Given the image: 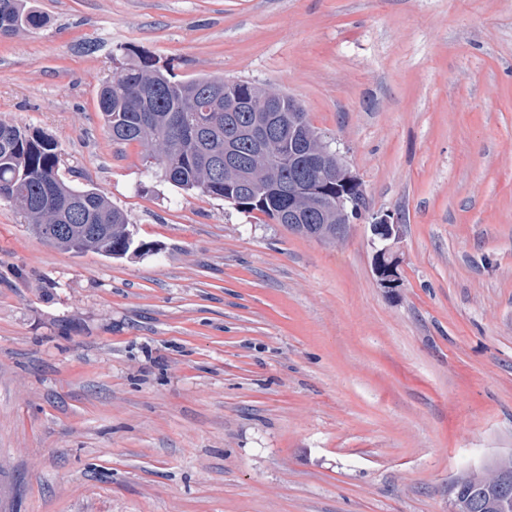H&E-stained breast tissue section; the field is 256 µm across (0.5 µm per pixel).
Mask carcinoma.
I'll return each instance as SVG.
<instances>
[{"mask_svg": "<svg viewBox=\"0 0 512 512\" xmlns=\"http://www.w3.org/2000/svg\"><path fill=\"white\" fill-rule=\"evenodd\" d=\"M45 24L43 16L27 7V0H0V34L12 35ZM264 95L251 82L200 77L177 80L146 58H130L117 66L98 95V109L107 133L115 143L136 142L145 149L143 161L157 167L169 183L228 201L244 212L258 210L275 218L288 206V194L301 185V155L317 146V131L307 114L298 115L303 128L302 148L288 142V97L274 101L269 112H253L250 104ZM219 96L239 103L235 117L247 125L267 128L277 143L275 160L263 165L249 139L236 141L239 165L224 172V143L233 135L224 103L210 111L202 108L205 97ZM28 219L35 233L56 248L94 251L123 258L134 245L128 219L95 188H77L60 172L55 142L48 136L18 125L0 122V200ZM84 210L68 224L66 232L47 234L60 223L72 204ZM313 219V210L298 224L308 236L336 240V225ZM492 485L478 474L468 473L452 487L453 496L470 504L467 512H493L486 507Z\"/></svg>", "mask_w": 512, "mask_h": 512, "instance_id": "cac0c4a2", "label": "carcinoma"}]
</instances>
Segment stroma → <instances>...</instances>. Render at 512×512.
<instances>
[{
    "label": "stroma",
    "instance_id": "stroma-1",
    "mask_svg": "<svg viewBox=\"0 0 512 512\" xmlns=\"http://www.w3.org/2000/svg\"><path fill=\"white\" fill-rule=\"evenodd\" d=\"M29 4L0 120L145 249L64 252L0 201V512H448L512 452V0ZM129 50L291 96L364 217L325 243L146 168L97 105ZM370 231L372 243L377 241L379 246L373 253V270L381 288L387 293H392L396 288L401 287V275L399 271V260L390 250L400 234L398 217L391 214H373L371 216Z\"/></svg>",
    "mask_w": 512,
    "mask_h": 512
}]
</instances>
